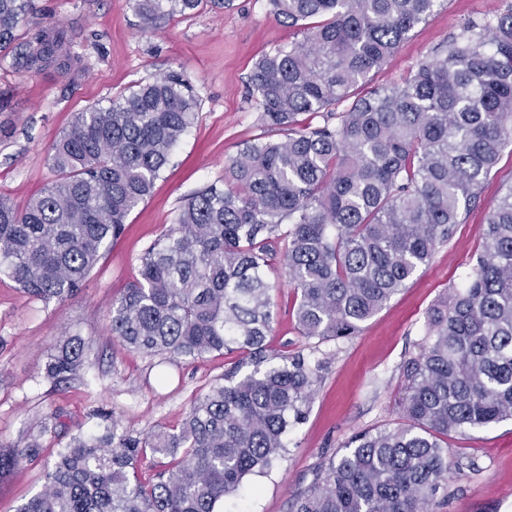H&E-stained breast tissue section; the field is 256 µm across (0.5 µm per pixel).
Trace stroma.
<instances>
[{
  "instance_id": "stroma-1",
  "label": "stroma",
  "mask_w": 512,
  "mask_h": 512,
  "mask_svg": "<svg viewBox=\"0 0 512 512\" xmlns=\"http://www.w3.org/2000/svg\"><path fill=\"white\" fill-rule=\"evenodd\" d=\"M512 0H445L371 78L372 85L402 81L412 66L457 31L469 17L493 16ZM60 29L78 62L75 73L50 67L19 72L0 56V91L11 107L0 112V195L16 208L50 184L55 173L49 145L76 113L128 94L134 86L171 71L188 77L202 99L198 119L175 148L152 193L127 220L80 291L63 303H43L0 274V444L24 446L41 437L43 454L23 461L0 480V512H18L41 490L53 450L78 433L96 431L92 409L101 407L123 425L148 432L178 426L191 400L234 362V355L165 362L127 350L110 331V309L137 276L139 254L175 222L183 199L210 183H223L224 163L242 145L271 138L249 94L256 58L296 40L268 0H233L224 10L201 9L145 28L130 0H31L21 41ZM512 180V150L503 152L481 201L420 270L354 337L305 340L291 318L293 290L282 269L274 283L275 321L267 338L273 353L325 359L304 420L290 429L288 448L266 474L252 477L257 491L248 512H290L295 495L310 486L316 469L341 454L350 438L398 419L401 366L424 338L427 309L461 287L480 250L488 210L503 182ZM90 341L91 367L83 378L59 385L45 378L47 357L68 337ZM452 468L434 512H512V421L448 439Z\"/></svg>"
}]
</instances>
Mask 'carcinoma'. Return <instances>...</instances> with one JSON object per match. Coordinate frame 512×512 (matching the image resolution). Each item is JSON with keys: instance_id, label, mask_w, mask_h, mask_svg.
<instances>
[{"instance_id": "1", "label": "carcinoma", "mask_w": 512, "mask_h": 512, "mask_svg": "<svg viewBox=\"0 0 512 512\" xmlns=\"http://www.w3.org/2000/svg\"><path fill=\"white\" fill-rule=\"evenodd\" d=\"M440 0H269L301 38L259 56L249 75L260 121L139 256L112 304V336L145 357L234 366L197 394L182 422L144 435L100 408L99 430L56 450L44 489L19 512H218L253 491L316 392L324 361L268 352L271 262L294 290L306 339L356 335L449 241L512 145V7L469 18L399 84L367 89ZM30 0H0V53L18 70L71 67L58 34L21 50ZM204 0H135L152 28ZM346 104L343 111L336 107ZM201 98L172 71L79 112L49 148L56 172L25 209L0 196V273L44 303L85 285L193 127ZM402 365L401 422L356 434L297 495L291 512H429L447 486L448 437L512 420V181L485 218L465 286L433 304ZM87 344L56 347L45 377L84 376ZM43 452L31 434L0 446V475ZM167 459L146 479L147 457Z\"/></svg>"}]
</instances>
